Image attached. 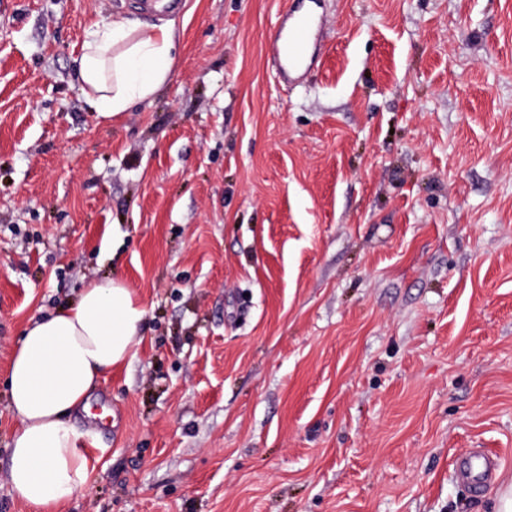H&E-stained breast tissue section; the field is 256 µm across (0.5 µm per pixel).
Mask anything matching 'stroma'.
<instances>
[{
	"instance_id": "35a3bbf8",
	"label": "stroma",
	"mask_w": 512,
	"mask_h": 512,
	"mask_svg": "<svg viewBox=\"0 0 512 512\" xmlns=\"http://www.w3.org/2000/svg\"><path fill=\"white\" fill-rule=\"evenodd\" d=\"M0 0V512L6 380L38 315L122 278L147 314L95 384L59 512H494L512 479V0ZM174 20L167 83L113 117L89 26ZM473 448L499 458L473 494ZM295 12L294 6L288 9L270 44L272 54L280 60L278 73L284 80L299 71L308 58L319 24L314 5H309L301 14Z\"/></svg>"
}]
</instances>
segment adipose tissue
Returning a JSON list of instances; mask_svg holds the SVG:
<instances>
[{
  "label": "adipose tissue",
  "instance_id": "adipose-tissue-1",
  "mask_svg": "<svg viewBox=\"0 0 512 512\" xmlns=\"http://www.w3.org/2000/svg\"><path fill=\"white\" fill-rule=\"evenodd\" d=\"M176 38L171 20L93 23L77 77L97 112L115 116L153 97L167 80ZM145 314L131 288L111 277L91 281L76 303L23 331L7 380L16 421L9 482L32 512H57L86 484L85 434L68 417L88 409L95 381L131 357Z\"/></svg>",
  "mask_w": 512,
  "mask_h": 512
}]
</instances>
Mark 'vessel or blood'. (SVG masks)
<instances>
[{"mask_svg": "<svg viewBox=\"0 0 512 512\" xmlns=\"http://www.w3.org/2000/svg\"><path fill=\"white\" fill-rule=\"evenodd\" d=\"M319 17L315 8L305 12L287 11L270 44L273 55L280 60L279 75L287 79L300 70L315 43ZM498 466L496 458L473 449L464 454L458 465V477L473 493H480L493 479Z\"/></svg>", "mask_w": 512, "mask_h": 512, "instance_id": "vessel-or-blood-1", "label": "vessel or blood"}]
</instances>
